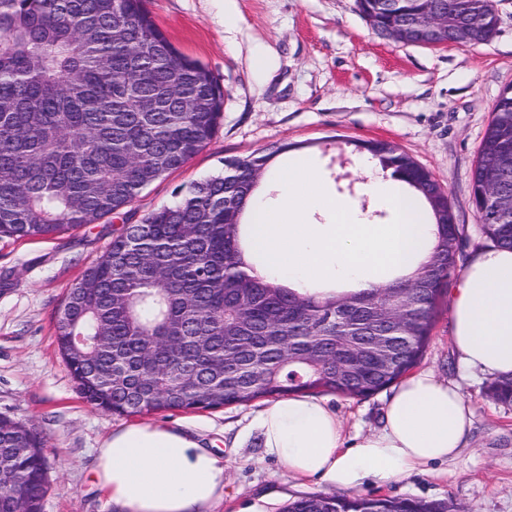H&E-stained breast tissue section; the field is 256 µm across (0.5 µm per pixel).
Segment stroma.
Wrapping results in <instances>:
<instances>
[{"label": "stroma", "instance_id": "35a3bbf8", "mask_svg": "<svg viewBox=\"0 0 512 512\" xmlns=\"http://www.w3.org/2000/svg\"><path fill=\"white\" fill-rule=\"evenodd\" d=\"M498 30L474 46L431 48L378 34L355 0H145L172 44L203 63L224 88L214 138L183 168L142 190L126 218L49 239H0V416L35 427L45 439L44 512H115L94 483L95 450L130 419L93 408L76 389L55 342L54 316L66 291L109 247L113 229L136 224L179 200L192 185L274 144L278 171L308 157L326 190L350 208L361 190L356 141L390 143L431 172L465 225V256L488 247L472 203L471 180L494 104L512 86V0H494ZM443 306L420 369L459 387L474 410L470 444L453 460L402 481H366L363 497L453 502L458 512H512V406L493 401L485 376H467ZM387 392L330 395L348 436L380 427ZM266 405L156 414L194 431L224 458V497L212 512H283L292 500L324 495L317 480L288 474L265 456L252 424Z\"/></svg>", "mask_w": 512, "mask_h": 512}]
</instances>
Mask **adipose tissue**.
Masks as SVG:
<instances>
[{"label":"adipose tissue","instance_id":"1","mask_svg":"<svg viewBox=\"0 0 512 512\" xmlns=\"http://www.w3.org/2000/svg\"><path fill=\"white\" fill-rule=\"evenodd\" d=\"M365 190L390 215L370 224L329 196L307 157L286 166L276 202L252 205L246 233L268 280L312 292L370 288L414 272L431 251L436 226L424 198L373 158ZM326 214L307 223L309 212ZM454 350L463 370L512 375V249L479 250L452 300ZM473 410L458 388L433 372L404 378L390 395L381 428L347 438L325 400L286 396L257 418L261 444L289 473L330 489L365 478L398 482L416 468L454 458L468 442ZM95 478L117 512H210L224 494V459L193 433L149 422L118 428L97 450Z\"/></svg>","mask_w":512,"mask_h":512}]
</instances>
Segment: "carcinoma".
Listing matches in <instances>:
<instances>
[{"label": "carcinoma", "mask_w": 512, "mask_h": 512, "mask_svg": "<svg viewBox=\"0 0 512 512\" xmlns=\"http://www.w3.org/2000/svg\"><path fill=\"white\" fill-rule=\"evenodd\" d=\"M391 35L446 14L448 42L495 35L487 0H355ZM462 27L468 37L459 39ZM224 88L180 53L144 0H0V237L51 238L129 207L142 189L184 166L213 137ZM354 150L421 193L436 241L414 275L330 295L251 274L242 218L271 158L292 146L224 161V172L137 224L68 289L55 315L59 352L87 402L122 416L200 410L327 392L368 397L419 363L465 227L447 192L409 155L378 141ZM512 87L499 95L472 173L482 233L512 249ZM88 344L76 348L69 336ZM104 337V343L94 339ZM197 390L182 392V378ZM488 394L512 405V377ZM39 433L0 417V512H42L47 491ZM445 501L313 495L284 512H452Z\"/></svg>", "instance_id": "obj_1"}]
</instances>
